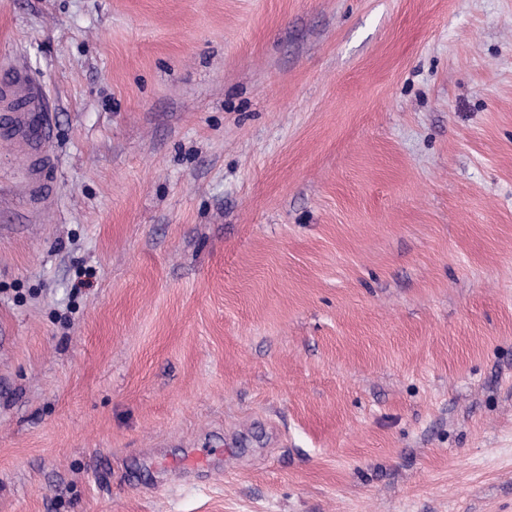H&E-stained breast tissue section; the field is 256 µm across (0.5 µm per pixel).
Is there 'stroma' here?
Listing matches in <instances>:
<instances>
[{
	"label": "stroma",
	"instance_id": "obj_1",
	"mask_svg": "<svg viewBox=\"0 0 512 512\" xmlns=\"http://www.w3.org/2000/svg\"><path fill=\"white\" fill-rule=\"evenodd\" d=\"M0 512H512V0H0ZM0 132L18 146L26 158L32 180L40 188L50 187L56 159L47 152L53 130L46 118V104L40 85L24 67L10 80L0 82Z\"/></svg>",
	"mask_w": 512,
	"mask_h": 512
}]
</instances>
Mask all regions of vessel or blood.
Instances as JSON below:
<instances>
[{"label": "vessel or blood", "mask_w": 512, "mask_h": 512, "mask_svg": "<svg viewBox=\"0 0 512 512\" xmlns=\"http://www.w3.org/2000/svg\"><path fill=\"white\" fill-rule=\"evenodd\" d=\"M0 133L20 148L32 180L48 186L56 166L55 157L47 152L53 130L41 87L25 68H17L10 80L0 82Z\"/></svg>", "instance_id": "b4317fda"}]
</instances>
